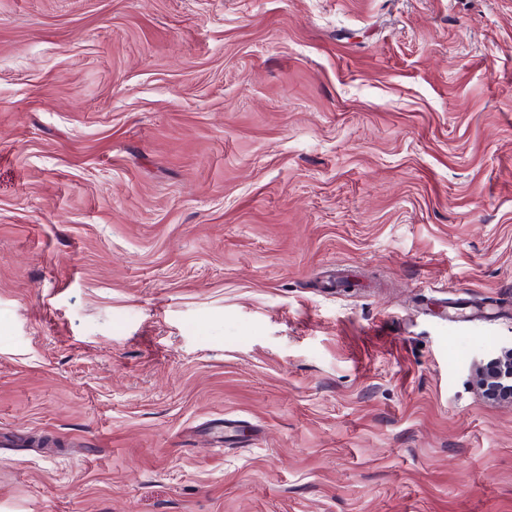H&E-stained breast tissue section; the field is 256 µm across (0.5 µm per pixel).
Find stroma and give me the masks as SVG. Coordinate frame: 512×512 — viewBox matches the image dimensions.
<instances>
[{
    "mask_svg": "<svg viewBox=\"0 0 512 512\" xmlns=\"http://www.w3.org/2000/svg\"><path fill=\"white\" fill-rule=\"evenodd\" d=\"M510 344L512 0H0V512H512ZM498 359L471 368V378L480 390L496 394L497 401L512 403V346L504 347ZM502 396L503 398H500Z\"/></svg>",
    "mask_w": 512,
    "mask_h": 512,
    "instance_id": "obj_1",
    "label": "stroma"
}]
</instances>
